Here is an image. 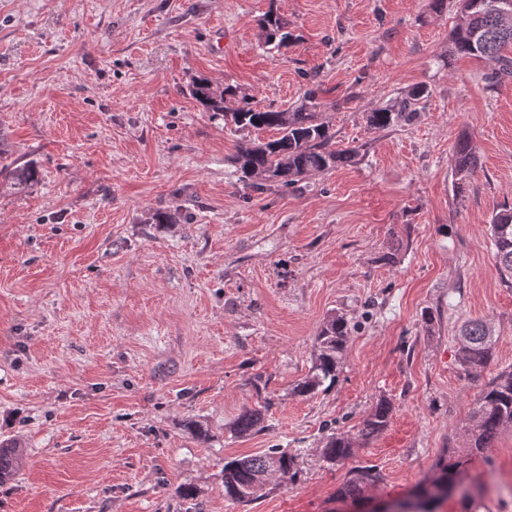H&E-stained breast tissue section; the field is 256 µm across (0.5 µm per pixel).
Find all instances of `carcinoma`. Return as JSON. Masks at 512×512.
<instances>
[{"instance_id": "carcinoma-1", "label": "carcinoma", "mask_w": 512, "mask_h": 512, "mask_svg": "<svg viewBox=\"0 0 512 512\" xmlns=\"http://www.w3.org/2000/svg\"><path fill=\"white\" fill-rule=\"evenodd\" d=\"M465 21L457 26L449 40L448 55H469L491 60L498 65L489 79L499 82L512 77V17L498 11L497 0H463ZM266 30V43L279 49L288 44L289 33L285 23L272 14L260 20ZM191 95L201 103L210 116L228 117L241 129H274L278 137L266 142L250 144L238 149L234 163L243 182L253 186L273 182L283 188L295 185L303 177L324 172L347 162L352 152L336 150L334 134L314 111L316 91L304 93L305 104L291 110H277L247 97L236 99V89L218 86L205 77H197L190 84ZM428 95L425 86H417L393 103L375 109L368 115V123L376 129L413 123L420 112L418 104ZM477 159L468 140L461 139L454 155V175L458 183H465L475 172ZM9 173L11 185L22 190L30 185L36 170L29 164L10 167L4 164L0 151V173ZM496 265L502 279L512 284V210L496 213L489 224ZM350 333L348 321L331 316L323 323L308 375L295 386V393L308 396L326 391L336 383L342 368V354ZM499 336L493 326L483 320L463 324L458 341V362L461 369L472 374L485 368L495 356ZM391 403L383 398L363 419L357 437L334 433L322 450L324 459L334 464L352 455L356 440L377 438L388 427ZM471 426L467 429L466 444L448 450V458L439 464V475L419 491L425 492L440 485H458L472 457L493 447L498 436L512 427V369L499 372L481 387L470 413ZM264 428V413L260 409L241 414L234 423L233 432L247 437ZM23 465V450L13 443L0 444V484L15 476ZM296 477L295 458L277 448L256 456L236 457L224 464V497L234 503H251L265 495L274 475ZM381 474L377 468L364 465L351 471L349 481L339 489L337 498L358 499L365 489L378 483Z\"/></svg>"}]
</instances>
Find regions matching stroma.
<instances>
[{
  "mask_svg": "<svg viewBox=\"0 0 512 512\" xmlns=\"http://www.w3.org/2000/svg\"><path fill=\"white\" fill-rule=\"evenodd\" d=\"M462 0H0V150L36 166L0 175V441L26 447L0 512H336L358 465L396 500L462 445L481 386L512 367V285L489 223L512 208V78L449 56ZM293 41L268 52L258 20ZM279 109L318 91L350 162L290 188L244 185L237 131L188 92L196 76ZM424 85L411 125L368 112ZM468 138L474 175L456 187ZM175 210L173 224L158 213ZM351 336L335 386L294 395L331 315ZM500 339L472 379L456 334ZM388 428L332 466V433L379 399ZM263 431L238 438L242 413ZM205 437H198V430ZM278 448L296 478L244 505L232 457ZM512 469V428L469 477ZM193 497H181L183 487ZM11 164L5 165L3 161V152L0 150V173L3 171L9 173L11 179V185H13L14 189L22 190L28 185H30L36 176V170L29 164H24L22 166L10 167ZM264 428V413L261 409L241 414L234 423L233 432L238 437H247Z\"/></svg>",
  "mask_w": 512,
  "mask_h": 512,
  "instance_id": "stroma-1",
  "label": "stroma"
}]
</instances>
